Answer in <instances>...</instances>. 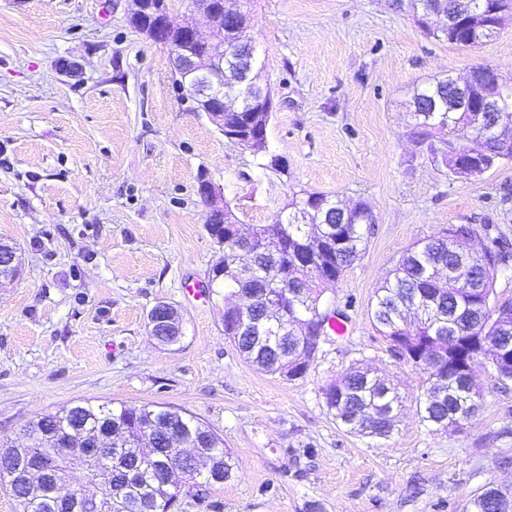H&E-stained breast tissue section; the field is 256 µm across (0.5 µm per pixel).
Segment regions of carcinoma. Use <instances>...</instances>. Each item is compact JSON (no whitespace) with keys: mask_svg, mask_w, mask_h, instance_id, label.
<instances>
[{"mask_svg":"<svg viewBox=\"0 0 512 512\" xmlns=\"http://www.w3.org/2000/svg\"><path fill=\"white\" fill-rule=\"evenodd\" d=\"M456 0H407L416 23L427 34L445 38L450 44L460 41L484 43L486 38L465 27H448L446 16ZM225 106L237 111L242 128L248 124L263 125L269 116L255 112L251 106L253 89L247 83L224 80ZM412 115L414 127L430 143L463 148L477 135L488 147L496 143L494 132L473 131L474 112H459L448 102V77L436 78L413 88ZM311 207L314 212L336 214L334 224H297V212ZM350 212L348 223L343 213ZM374 216L363 202L345 207L340 201L322 193L292 194L284 211L271 224H256L251 237L259 249L243 254L229 251L224 245V275L213 272L212 287L236 294L244 289L240 304L247 317L266 310L257 334L251 326L240 328L224 320V338L229 340L249 364L271 376H281L289 367L292 377L306 374L318 347L311 340L316 329L333 320L321 305L326 284L304 280L303 269L284 266L288 248L311 239L303 258L329 265L328 276L338 280L344 270L363 252ZM484 251L475 257L468 270L475 276L465 291L459 284L456 269L466 254L458 240L477 233L467 224H451L437 235L413 247L376 288L371 304V320L380 335L393 338L387 321L405 324L411 333L402 336L405 362L424 374V384L415 398L416 414L422 423L437 429H450L471 419L480 409L482 393L465 369L478 363L500 384L512 382V355L496 350L499 338L496 325L501 318L512 324V302L498 299L495 282L500 271L512 266V243L491 234ZM288 275V289L306 288L303 298L285 295L282 274ZM310 321V335L293 332V325ZM327 409L344 430L352 435L387 439L397 426V414L404 397L388 380L357 367L349 368L322 391ZM49 429L66 430L77 438L74 451L82 450L78 438L103 433L131 446H139L142 437L159 434L166 429L179 432L182 448H204L211 452L212 478L194 481L197 470L174 469L169 457L172 449L162 445L153 448L152 456L141 462L132 459L121 469L112 470V495L131 496L141 504L137 512H174L186 499L197 500L207 487L222 484L235 475L236 463L224 441L195 416L161 406L126 405L122 402L93 403L80 401L54 415L29 423L24 442L9 445L6 454L15 460L9 471L0 467V486L7 487L18 502L20 512H55L52 495L41 477L27 468L35 448L42 444ZM464 512H512V491L487 483L472 497Z\"/></svg>","mask_w":512,"mask_h":512,"instance_id":"obj_1","label":"carcinoma"}]
</instances>
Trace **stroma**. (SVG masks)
<instances>
[{
  "instance_id": "obj_1",
  "label": "stroma",
  "mask_w": 512,
  "mask_h": 512,
  "mask_svg": "<svg viewBox=\"0 0 512 512\" xmlns=\"http://www.w3.org/2000/svg\"><path fill=\"white\" fill-rule=\"evenodd\" d=\"M133 9L0 0V242L20 268L0 285V442L80 400L193 414L237 471L187 512H462L486 483L512 487V383L480 371L477 415L432 430L413 406L423 374L391 357L368 315L418 240L451 224L512 240V159L450 177L410 115L414 86L432 77L490 66L512 79V12L463 48L425 35L395 0H250L281 174L186 110L167 50L130 25ZM203 178L245 226L272 223L300 191L371 209L360 259L322 297L331 309L354 300L349 332L322 338L305 377L247 364L224 338L223 294L185 293L224 260ZM160 301L181 319L172 345L149 333ZM356 363L408 400L391 438L348 434L325 406L323 387Z\"/></svg>"
}]
</instances>
